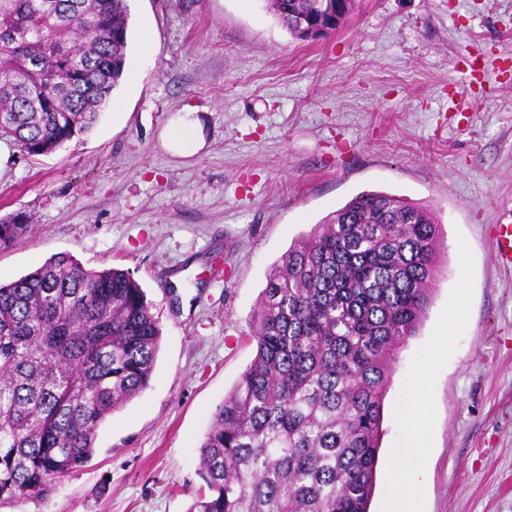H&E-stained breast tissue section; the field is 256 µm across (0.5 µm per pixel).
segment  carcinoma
Wrapping results in <instances>:
<instances>
[{
  "instance_id": "carcinoma-1",
  "label": "carcinoma",
  "mask_w": 512,
  "mask_h": 512,
  "mask_svg": "<svg viewBox=\"0 0 512 512\" xmlns=\"http://www.w3.org/2000/svg\"><path fill=\"white\" fill-rule=\"evenodd\" d=\"M323 37L355 0H267ZM129 0H0V139L30 156L95 126L121 78ZM0 218V250L29 231ZM440 225L367 192L297 239L253 315L256 355L199 447L189 512H369L391 373L431 303ZM161 328L131 274L55 254L0 284V505L45 501L145 390Z\"/></svg>"
}]
</instances>
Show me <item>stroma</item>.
I'll list each match as a JSON object with an SVG mask.
<instances>
[{
	"mask_svg": "<svg viewBox=\"0 0 512 512\" xmlns=\"http://www.w3.org/2000/svg\"><path fill=\"white\" fill-rule=\"evenodd\" d=\"M127 63L88 133L10 148L0 217L32 231L0 282L68 253L129 271L162 336L149 387L97 432L43 502L0 512H188L199 446L253 360L273 264L361 192L440 224L431 304L385 401L371 512H512V0H357L336 31L293 38L266 0H130ZM479 58L489 83L468 86ZM195 109L205 146L161 133ZM461 320H454L455 311ZM495 254L501 264L512 267V216L510 222L498 224Z\"/></svg>",
	"mask_w": 512,
	"mask_h": 512,
	"instance_id": "35a3bbf8",
	"label": "stroma"
}]
</instances>
